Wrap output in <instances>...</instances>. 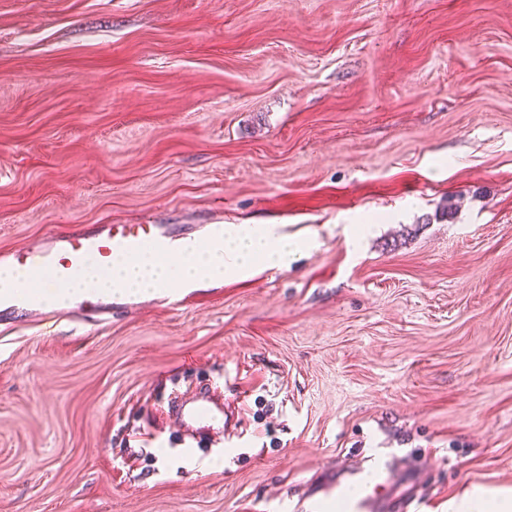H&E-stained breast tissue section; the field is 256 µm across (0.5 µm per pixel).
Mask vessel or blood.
<instances>
[{
	"label": "vessel or blood",
	"instance_id": "obj_1",
	"mask_svg": "<svg viewBox=\"0 0 512 512\" xmlns=\"http://www.w3.org/2000/svg\"><path fill=\"white\" fill-rule=\"evenodd\" d=\"M174 238L161 224H101L93 229L82 227L50 236L38 250H17L0 254V265L29 270L43 280L46 287L64 288L73 277L87 268L104 270L120 252L135 255L150 249L161 257H171ZM30 308L43 315V304L30 301L25 290L11 284H0V308L16 306ZM98 290L82 292L79 301L66 300L58 305L65 314L77 308L103 307ZM168 410L176 419L201 431L223 429L224 408L211 399L210 389L197 392L192 401L171 396ZM403 463L393 455H385L371 464L340 465L336 475L325 480L311 493L321 501L341 503L344 512H398L404 499L409 498L411 485L401 474Z\"/></svg>",
	"mask_w": 512,
	"mask_h": 512
}]
</instances>
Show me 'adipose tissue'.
<instances>
[{
  "label": "adipose tissue",
  "instance_id": "obj_1",
  "mask_svg": "<svg viewBox=\"0 0 512 512\" xmlns=\"http://www.w3.org/2000/svg\"><path fill=\"white\" fill-rule=\"evenodd\" d=\"M310 246V241L281 232L273 224H228L219 246L200 248L184 239L174 260L152 254L121 255L107 270L81 272L70 288L91 286L115 298L152 297L173 279L187 288H204L227 278L252 276L262 266L289 268Z\"/></svg>",
  "mask_w": 512,
  "mask_h": 512
}]
</instances>
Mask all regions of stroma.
I'll return each instance as SVG.
<instances>
[{
	"mask_svg": "<svg viewBox=\"0 0 512 512\" xmlns=\"http://www.w3.org/2000/svg\"><path fill=\"white\" fill-rule=\"evenodd\" d=\"M87 224L317 245L1 311L0 512H300L384 448L418 512L512 489V0H0V252ZM219 376L184 456L163 399Z\"/></svg>",
	"mask_w": 512,
	"mask_h": 512,
	"instance_id": "stroma-1",
	"label": "stroma"
}]
</instances>
